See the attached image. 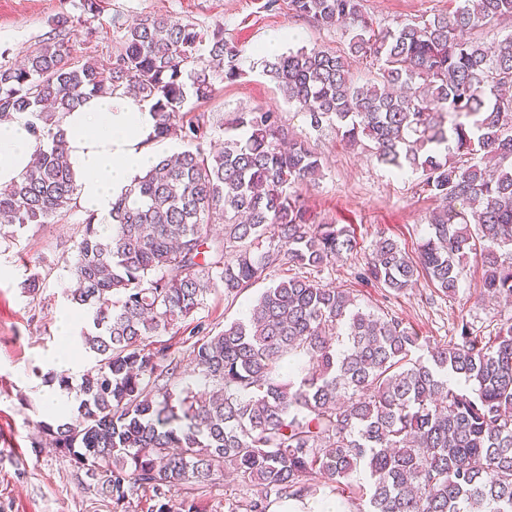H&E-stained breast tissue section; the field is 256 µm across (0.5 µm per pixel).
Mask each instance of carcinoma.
Listing matches in <instances>:
<instances>
[{
  "mask_svg": "<svg viewBox=\"0 0 512 512\" xmlns=\"http://www.w3.org/2000/svg\"><path fill=\"white\" fill-rule=\"evenodd\" d=\"M450 13L375 31L362 0H288L296 15L342 27L343 53L300 48L262 59L263 73L319 128L360 145L402 173L420 172L440 206L412 257L391 238L374 246L358 278L394 292L426 278L456 294L475 255L482 288L500 308L480 335L461 322L436 346L401 318L356 304L321 279L357 251L347 225L316 224L297 186L321 171L318 153L288 138L277 112H242L243 139L207 152L205 114L217 80L242 74L241 50L222 29L144 16L123 28L106 57L72 63L70 37L99 14H58L21 64L0 63V120L28 112L50 141L18 182L0 187V219L44 224L77 204L61 122L87 97L117 91L152 104L154 134L193 145L150 168L112 203L110 225L86 219L66 295L92 311L81 348L98 368L85 375L73 422L40 429L54 447L127 512L149 493L147 512H200L173 504L186 483L236 475L252 493L229 512H270L322 487H358L366 512H512V34L494 48L472 37L512 18V0H454ZM378 65L357 83L350 58ZM273 269L246 315L211 335L197 326L187 360L200 386L168 381L181 360L152 346L204 305L232 296Z\"/></svg>",
  "mask_w": 512,
  "mask_h": 512,
  "instance_id": "cac0c4a2",
  "label": "carcinoma"
}]
</instances>
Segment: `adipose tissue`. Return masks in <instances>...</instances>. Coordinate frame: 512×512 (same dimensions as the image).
I'll return each mask as SVG.
<instances>
[{
  "label": "adipose tissue",
  "instance_id": "1",
  "mask_svg": "<svg viewBox=\"0 0 512 512\" xmlns=\"http://www.w3.org/2000/svg\"><path fill=\"white\" fill-rule=\"evenodd\" d=\"M28 113L0 123V187L20 181L36 150ZM61 128L78 202L100 219H109L112 202L177 146L154 136L148 104L121 95L93 96L66 113Z\"/></svg>",
  "mask_w": 512,
  "mask_h": 512
}]
</instances>
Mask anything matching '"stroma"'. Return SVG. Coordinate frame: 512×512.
<instances>
[{"mask_svg":"<svg viewBox=\"0 0 512 512\" xmlns=\"http://www.w3.org/2000/svg\"><path fill=\"white\" fill-rule=\"evenodd\" d=\"M265 2L102 0L96 36L89 39L84 32H76L72 56L81 61L109 54L120 35L119 24L136 16L191 21L204 31L223 28L225 39L242 49V75L234 83L223 84L214 99L202 104L211 123L203 148L218 150L225 139L244 138L245 129L233 124L238 113L254 108L279 112L289 134L308 141L321 158L320 175L300 188L307 207L319 223L351 226L359 242L356 256L336 261L325 282L350 289L361 306L378 314L402 318L435 344L448 341L462 317L477 332L493 331L495 305L481 292L479 258L468 260L458 292L451 298L423 279L402 293L355 280L357 267L380 237L392 238L409 254H416L438 202L424 190L421 174L392 172L369 153L346 145L331 125L310 127L304 114L285 101L277 85L263 74L254 47L288 30L292 36L281 43V51L315 46L340 52L347 37L342 29H328L296 16L288 0H278L272 8ZM77 4L78 0H0V62L23 60L48 32L51 18L77 13ZM363 6L380 31L399 21L417 22L447 11L451 0H363ZM86 217V211L77 208L46 224H29L11 235L0 233V512H114L111 501L98 493L96 481L84 469L46 447V436L38 427L50 419L48 394L60 389L68 396L64 418H76L82 377L96 370L94 357L83 352L65 371L68 386L49 378L59 344L58 320L69 308L66 292L72 286L71 266ZM35 272L42 278L39 291L24 292L23 281ZM267 282H256L230 298L223 289L212 291L195 317L179 324L176 335H163V342L181 354L196 324L221 332L225 324L244 317ZM250 492L249 484L230 476L205 487L184 484L173 498L196 499L203 512H227L226 503Z\"/></svg>","mask_w":512,"mask_h":512,"instance_id":"stroma-1","label":"stroma"}]
</instances>
